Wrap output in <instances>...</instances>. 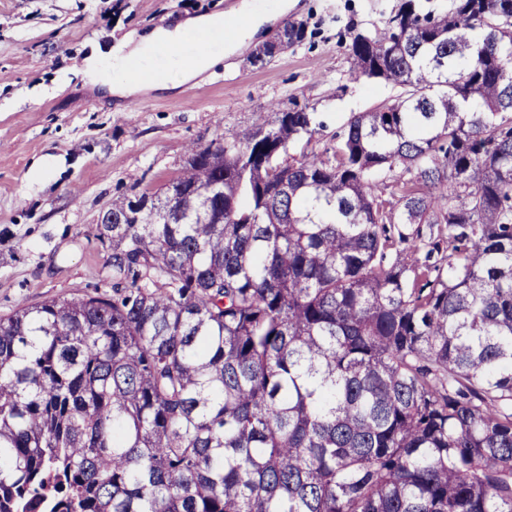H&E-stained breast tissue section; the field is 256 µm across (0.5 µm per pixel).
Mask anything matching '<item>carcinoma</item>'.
<instances>
[{
	"mask_svg": "<svg viewBox=\"0 0 512 512\" xmlns=\"http://www.w3.org/2000/svg\"><path fill=\"white\" fill-rule=\"evenodd\" d=\"M346 38L394 103L190 144L112 295L0 317V512H512V0Z\"/></svg>",
	"mask_w": 512,
	"mask_h": 512,
	"instance_id": "carcinoma-1",
	"label": "carcinoma"
}]
</instances>
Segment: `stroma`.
Segmentation results:
<instances>
[{"label": "stroma", "mask_w": 512, "mask_h": 512, "mask_svg": "<svg viewBox=\"0 0 512 512\" xmlns=\"http://www.w3.org/2000/svg\"><path fill=\"white\" fill-rule=\"evenodd\" d=\"M245 0H0V316L97 289L111 292L97 226L117 188L156 189L191 143L250 127L270 102L299 103L325 123L331 147L350 113L394 100L398 87L349 78L339 37L382 24L400 0H290L304 42L265 68L253 38L224 44V61L173 90L110 92L109 52Z\"/></svg>", "instance_id": "35a3bbf8"}]
</instances>
